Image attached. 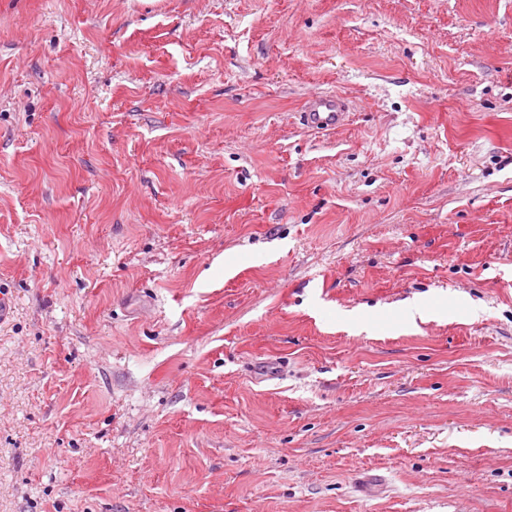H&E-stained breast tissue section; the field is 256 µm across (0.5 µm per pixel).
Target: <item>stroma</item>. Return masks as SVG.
<instances>
[{
  "label": "stroma",
  "mask_w": 512,
  "mask_h": 512,
  "mask_svg": "<svg viewBox=\"0 0 512 512\" xmlns=\"http://www.w3.org/2000/svg\"><path fill=\"white\" fill-rule=\"evenodd\" d=\"M3 289L0 512H512V0H0ZM348 116L345 101L340 95L313 94L305 102L301 119L305 126L318 130L336 129Z\"/></svg>",
  "instance_id": "35a3bbf8"
}]
</instances>
